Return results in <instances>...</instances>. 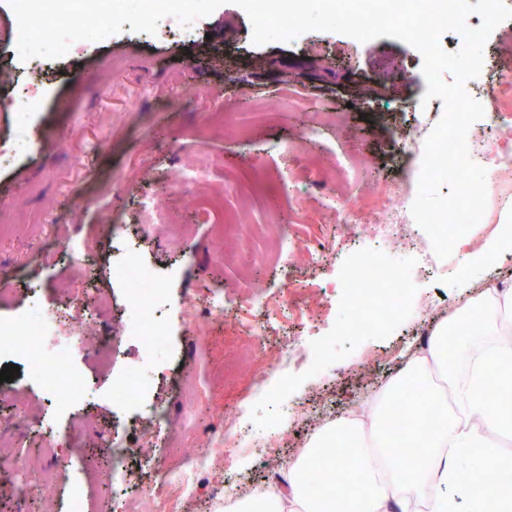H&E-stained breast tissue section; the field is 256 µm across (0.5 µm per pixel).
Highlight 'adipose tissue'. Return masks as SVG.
Segmentation results:
<instances>
[{
  "label": "adipose tissue",
  "mask_w": 512,
  "mask_h": 512,
  "mask_svg": "<svg viewBox=\"0 0 512 512\" xmlns=\"http://www.w3.org/2000/svg\"><path fill=\"white\" fill-rule=\"evenodd\" d=\"M512 287L486 283L439 321L378 389L374 414L327 421L285 475L289 493L237 501L232 512H512ZM468 370L454 369L460 346ZM495 475L481 480L483 472Z\"/></svg>",
  "instance_id": "ef3b65f1"
}]
</instances>
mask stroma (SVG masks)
Wrapping results in <instances>:
<instances>
[{"mask_svg":"<svg viewBox=\"0 0 512 512\" xmlns=\"http://www.w3.org/2000/svg\"><path fill=\"white\" fill-rule=\"evenodd\" d=\"M188 37L161 20L155 33L123 28L61 58L40 59L42 83L26 89L32 65L12 54L17 18L0 0V150L13 151L0 165V220L10 224L0 236V319L23 323L34 313L81 323L83 310L70 306L59 281L107 296L111 310L98 323L112 337L111 371L94 355L57 358L42 354L57 375L76 373L85 397L59 409L49 387L33 377L28 359L18 354L13 382L0 384V420L13 414L15 394L32 407L28 427L14 446L30 464L43 460L39 448L53 445L65 464L48 502V512H66L71 493L85 489L89 462L105 464L114 421H122L128 440L145 424L141 404L153 402L173 420L206 427L217 407L242 403L241 425L255 439L282 431L285 446L267 456L240 453L231 471L262 490L279 488L278 473L306 447L319 427L311 410L333 416L360 403L371 382H384L403 362L407 347L419 346L434 324L479 294L480 282L512 285V258L486 270L479 243L465 242L437 268L422 270L414 251H394L375 240L327 252L321 262L290 263L273 230L277 224H316L330 237L353 218L361 197L378 183L407 174L419 178L420 159L403 161L399 133L436 124L420 103L426 91L422 56L390 37L365 43L334 32L312 30L288 42H253L246 12L227 0L197 19ZM25 102L18 111L17 102ZM332 113V124L307 136L311 113ZM361 155L359 167L345 169L347 153ZM185 164L205 168L206 182L192 196L174 190L166 198L172 226L185 230L181 243L145 224L144 204L159 188L158 176ZM259 171L267 191L254 195L237 184L239 172ZM315 179L304 199L295 186ZM223 197L235 217L225 234L236 235L233 255H225L222 236L202 222L195 205ZM94 260L92 269L74 264L61 242ZM133 240L141 259L152 266L163 290L154 303L165 336L133 339L134 314L124 312L127 284L114 268L123 260L121 241ZM474 262L473 280H461V260ZM380 287H396L395 310L358 308L346 277ZM336 286L329 303L309 318L279 316L270 334L271 350L300 336L316 351L315 364L274 370L267 394L247 397L242 384L225 377L224 366L238 353L240 337L229 326L246 317L266 324L264 312L250 308L252 293L277 297L299 309L301 286ZM224 291V316L206 336L179 318L183 297L201 296L211 287ZM166 365V377L155 369ZM137 374L135 398L120 399L114 381ZM223 379L213 392L210 378ZM88 419L94 431L83 455L72 454V423Z\"/></svg>","mask_w":512,"mask_h":512,"instance_id":"obj_1","label":"stroma"}]
</instances>
